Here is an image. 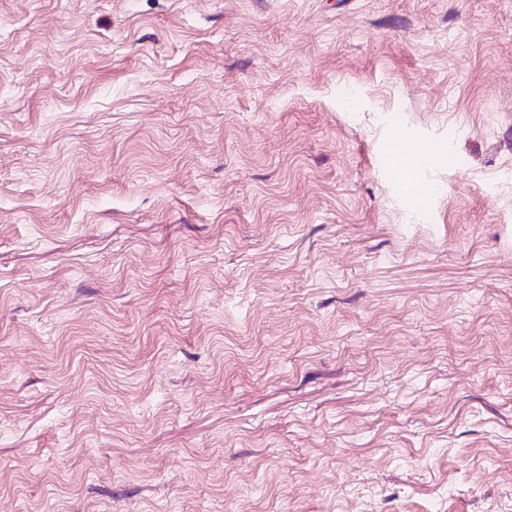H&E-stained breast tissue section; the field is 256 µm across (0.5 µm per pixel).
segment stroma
Instances as JSON below:
<instances>
[{
    "label": "stroma",
    "instance_id": "obj_1",
    "mask_svg": "<svg viewBox=\"0 0 512 512\" xmlns=\"http://www.w3.org/2000/svg\"><path fill=\"white\" fill-rule=\"evenodd\" d=\"M0 512H512V0H0ZM419 151L413 147L403 146L395 154L394 172L398 182L411 197H422L419 178L417 176V160Z\"/></svg>",
    "mask_w": 512,
    "mask_h": 512
}]
</instances>
